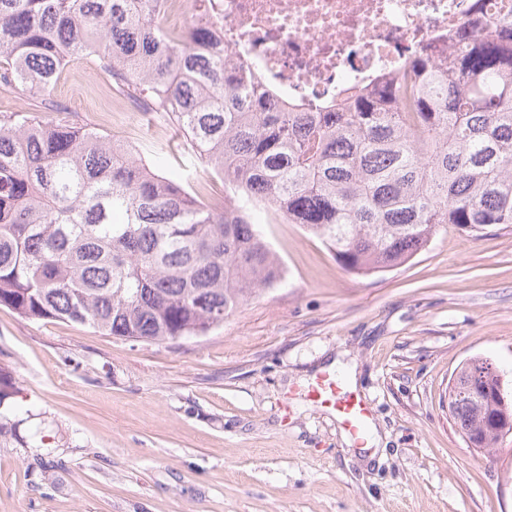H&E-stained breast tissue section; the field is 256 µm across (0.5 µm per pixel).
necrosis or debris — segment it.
Masks as SVG:
<instances>
[{
    "mask_svg": "<svg viewBox=\"0 0 512 512\" xmlns=\"http://www.w3.org/2000/svg\"><path fill=\"white\" fill-rule=\"evenodd\" d=\"M498 0H158L165 32L192 16L224 47L231 65L258 74L285 103L316 105L337 89L398 71L406 48L448 49V37L481 21L512 19Z\"/></svg>",
    "mask_w": 512,
    "mask_h": 512,
    "instance_id": "obj_1",
    "label": "necrosis or debris"
}]
</instances>
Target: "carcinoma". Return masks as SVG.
<instances>
[{
    "instance_id": "obj_1",
    "label": "carcinoma",
    "mask_w": 512,
    "mask_h": 512,
    "mask_svg": "<svg viewBox=\"0 0 512 512\" xmlns=\"http://www.w3.org/2000/svg\"><path fill=\"white\" fill-rule=\"evenodd\" d=\"M158 0H0V87L40 100L0 115V306L118 339L203 336L280 282L281 262L246 211L262 203L320 237L348 271L400 264L442 224H512V27L457 36L448 58L414 52L372 85L308 112L203 51L210 29L168 35ZM90 62L124 96L147 97L182 130L171 176L134 148L50 107L66 66ZM233 197L192 190L200 170ZM466 378L450 416L493 448L499 380ZM20 420L0 412V437Z\"/></svg>"
}]
</instances>
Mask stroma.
Returning a JSON list of instances; mask_svg holds the SVG:
<instances>
[{"label": "stroma", "mask_w": 512, "mask_h": 512, "mask_svg": "<svg viewBox=\"0 0 512 512\" xmlns=\"http://www.w3.org/2000/svg\"><path fill=\"white\" fill-rule=\"evenodd\" d=\"M73 119L183 159L174 126L129 128L102 71L70 68ZM281 283L204 336L116 339L0 307L8 408L43 420L45 445L0 441V512H512V435L469 448L448 390L470 359L512 397V224L440 227L402 264L345 270L301 225L251 211ZM355 377L382 438L375 458L308 397Z\"/></svg>", "instance_id": "1"}]
</instances>
